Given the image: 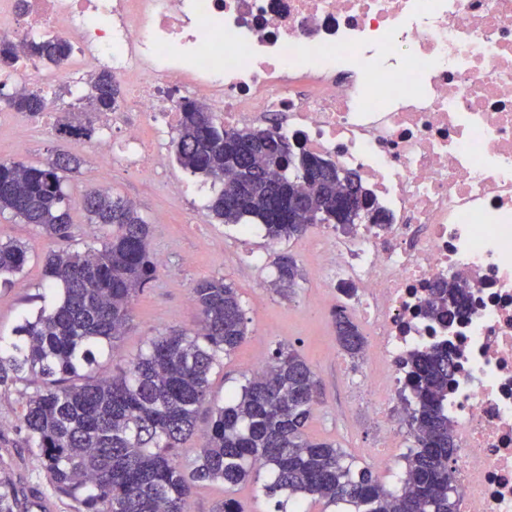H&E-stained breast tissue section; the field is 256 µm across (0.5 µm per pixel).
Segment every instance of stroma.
<instances>
[{
    "label": "stroma",
    "mask_w": 512,
    "mask_h": 512,
    "mask_svg": "<svg viewBox=\"0 0 512 512\" xmlns=\"http://www.w3.org/2000/svg\"><path fill=\"white\" fill-rule=\"evenodd\" d=\"M13 92L12 86L0 85V161L17 159L39 166L59 154L83 158L81 168L70 174L65 184L76 238L89 242L101 234L97 225L88 223L82 196L86 189L102 184L113 195L132 202L149 226L150 249L159 261L157 272L134 299L131 326L115 342L110 357L101 360L99 374L117 372L160 333L194 328L198 320L192 299L194 284L212 276L224 278L237 290L248 336L212 374L213 400L220 404L238 393L250 377L252 365L267 364L278 346L293 348L315 370L324 392L309 420L308 435L341 448L354 467L371 466V453L384 427L368 419L363 409L349 407L345 366L351 358L338 345L333 318L310 310L322 278L310 264L306 244L323 235L324 225H312L303 236L278 244L269 243L261 229L254 237L241 240L235 227L208 216L205 206L216 193L209 180L176 163L165 176L103 166L95 160L96 137H69L32 128L28 115L9 109L5 98ZM179 181L193 187L194 200L176 193L174 185ZM0 240L24 243L29 256L14 285L0 287V340L8 342L23 315L54 303L44 289L43 258L55 244L35 225L7 214L0 216ZM279 252L294 256L302 273L297 287L285 296L271 286L277 276L272 260ZM253 254L264 255L262 268L252 267L249 257ZM35 390V384L29 382L0 385V489L14 492L15 512H71L70 499L51 486L20 422L22 408ZM270 479L263 469L255 478L233 487L219 482L200 484L190 499L189 512H221L228 499L239 512H278L277 500L261 491Z\"/></svg>",
    "instance_id": "1"
}]
</instances>
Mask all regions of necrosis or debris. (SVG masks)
Here are the masks:
<instances>
[{"mask_svg": "<svg viewBox=\"0 0 512 512\" xmlns=\"http://www.w3.org/2000/svg\"><path fill=\"white\" fill-rule=\"evenodd\" d=\"M49 36L73 43L64 65L23 55L0 82L77 102L109 72L124 102L94 115L104 166L166 170L180 105L202 97L225 128L358 174L386 221L310 245L312 307L370 329L352 387L387 427L375 465L391 464L404 359L447 348L457 512H512V0H0L1 39ZM454 278L464 315L429 316Z\"/></svg>", "mask_w": 512, "mask_h": 512, "instance_id": "obj_1", "label": "necrosis or debris"}]
</instances>
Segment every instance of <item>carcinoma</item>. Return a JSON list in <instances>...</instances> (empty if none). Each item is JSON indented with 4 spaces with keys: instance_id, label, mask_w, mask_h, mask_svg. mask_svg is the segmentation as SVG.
<instances>
[{
    "instance_id": "carcinoma-1",
    "label": "carcinoma",
    "mask_w": 512,
    "mask_h": 512,
    "mask_svg": "<svg viewBox=\"0 0 512 512\" xmlns=\"http://www.w3.org/2000/svg\"><path fill=\"white\" fill-rule=\"evenodd\" d=\"M72 44L61 39L31 41L29 57L58 66ZM17 60L15 45L0 39V70ZM100 111L119 106L120 88L107 73L92 85ZM17 112L37 116L45 109L38 92L8 99ZM172 145L179 165L212 183H232L247 197L233 206L220 189L207 210L226 225L261 224L275 244L302 235L307 211L288 199L294 222L271 217L272 204L297 154L287 139L264 129L226 130L203 104L182 103ZM233 138L224 149V136ZM81 160L58 156L43 167L0 161V215L33 224L49 238L72 239L64 183ZM340 181L324 168L310 204L336 202ZM90 223L103 236L88 244L52 251L45 263L53 307L25 316L16 339L0 341V384L34 378L41 386L23 407L20 422L53 488L73 502V512H188L198 483L236 486L251 473L269 468L270 496H314L329 505L345 503L352 512H456L448 494V463L455 448L442 399L453 366L448 352L435 347L404 361L410 397L405 399L415 446L404 456L401 487H386L369 469H357L345 453L305 434L313 407L322 401L318 377L294 350L280 346L264 375H251L239 393L216 406L210 398L211 373L244 340L247 321L239 297L222 277L205 278L192 288L200 321L192 331L163 333L112 376L91 371L97 355L124 335L132 322L131 304L153 279L156 263L148 229L136 208L108 191L91 189L84 198ZM28 261V248L0 242V286L10 287ZM274 288H293L300 278L287 253L274 258ZM466 289L441 281L426 302L432 315L464 313ZM336 337L355 358L365 340L345 314H337ZM209 414L210 427L194 467L180 462L182 445L194 435L197 419Z\"/></svg>"
}]
</instances>
